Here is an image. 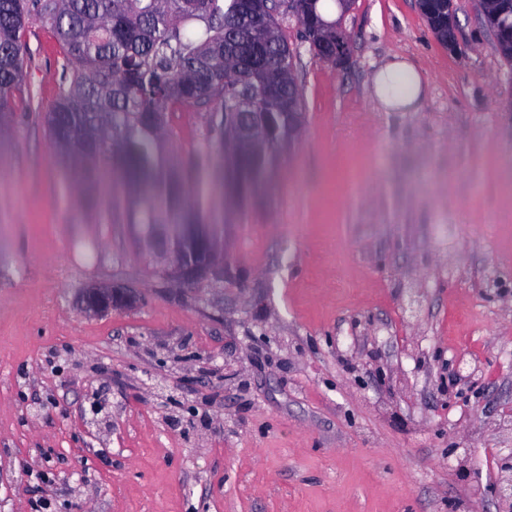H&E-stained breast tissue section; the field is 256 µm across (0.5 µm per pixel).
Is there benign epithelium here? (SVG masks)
<instances>
[{"instance_id": "obj_1", "label": "benign epithelium", "mask_w": 512, "mask_h": 512, "mask_svg": "<svg viewBox=\"0 0 512 512\" xmlns=\"http://www.w3.org/2000/svg\"><path fill=\"white\" fill-rule=\"evenodd\" d=\"M421 13L431 17L430 28L435 38L450 52L457 50L458 22L454 0H418ZM482 13L501 21L502 26L512 29L505 20L504 0H480ZM307 37L317 59L337 66L344 65L349 57V48L341 28L336 36L324 34L323 26L313 17H307ZM148 245L164 257L167 264L163 270L168 277L179 283H198L205 280L215 266L213 238L204 236L197 241L192 254H187L176 237H156ZM138 302V296L121 286L106 284L92 285L83 294L85 313L99 317L114 309L131 308Z\"/></svg>"}]
</instances>
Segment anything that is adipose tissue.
Instances as JSON below:
<instances>
[{"label": "adipose tissue", "instance_id": "adipose-tissue-1", "mask_svg": "<svg viewBox=\"0 0 512 512\" xmlns=\"http://www.w3.org/2000/svg\"><path fill=\"white\" fill-rule=\"evenodd\" d=\"M402 81L401 89H392L391 79ZM376 102L389 112H418L424 104V83L421 74L411 65L394 60L380 67L372 80Z\"/></svg>", "mask_w": 512, "mask_h": 512}]
</instances>
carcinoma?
<instances>
[{
  "label": "carcinoma",
  "instance_id": "obj_1",
  "mask_svg": "<svg viewBox=\"0 0 512 512\" xmlns=\"http://www.w3.org/2000/svg\"><path fill=\"white\" fill-rule=\"evenodd\" d=\"M286 0H0V120L26 74V33L49 28L63 56L60 95L44 124L71 181L121 173L95 223H124L147 238L172 227L220 239L224 215L206 207L224 178L214 157L251 186L288 148V113L304 111L277 16ZM219 101L205 148L188 168L169 164L173 116Z\"/></svg>",
  "mask_w": 512,
  "mask_h": 512
}]
</instances>
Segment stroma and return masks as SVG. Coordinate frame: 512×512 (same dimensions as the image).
I'll use <instances>...</instances> for the list:
<instances>
[{"instance_id": "stroma-1", "label": "stroma", "mask_w": 512, "mask_h": 512, "mask_svg": "<svg viewBox=\"0 0 512 512\" xmlns=\"http://www.w3.org/2000/svg\"><path fill=\"white\" fill-rule=\"evenodd\" d=\"M458 53L416 0H355L346 67L294 15L305 123L278 179L225 206L224 257L168 279L121 217L92 224L42 113L61 54L33 23L0 128V512H499L512 454V64L479 0ZM401 58L419 112L371 78ZM214 104L177 113L188 165ZM138 291L84 313L94 283ZM474 374V383L463 377ZM400 78L402 88L392 91L390 80ZM372 87L375 101L389 112H419L424 104V83L421 74L404 61L394 60L374 74Z\"/></svg>"}]
</instances>
